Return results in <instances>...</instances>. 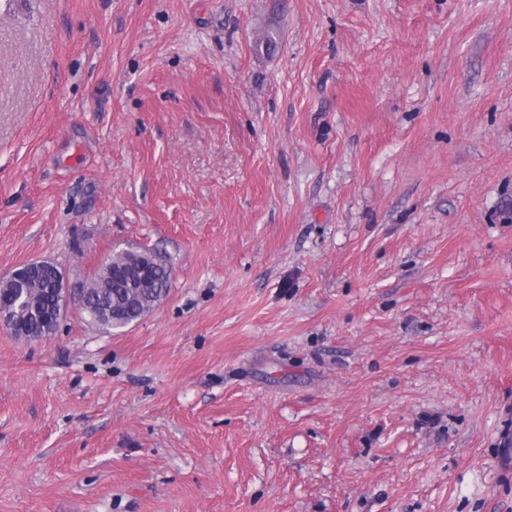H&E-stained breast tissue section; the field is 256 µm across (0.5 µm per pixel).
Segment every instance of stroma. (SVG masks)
<instances>
[{
    "label": "stroma",
    "instance_id": "35a3bbf8",
    "mask_svg": "<svg viewBox=\"0 0 512 512\" xmlns=\"http://www.w3.org/2000/svg\"><path fill=\"white\" fill-rule=\"evenodd\" d=\"M130 250L0 326V512H512V0H0V277ZM142 257L143 252H122L114 255L102 270L94 274V276L84 284V288H86V303L82 311L88 316L92 324L111 330L124 325H112L109 309L113 301H119L125 304L124 313L121 315V318H123L125 322L130 323L144 316L167 295L170 286L171 271L167 263L160 257L157 260L154 272V288L150 291L132 295L130 288H124L121 283L114 281H112V288H102L104 285L111 282L113 267L136 266L142 260ZM105 291H108L106 296L104 295ZM46 261H34L27 264L22 265L21 267L15 269L10 274H8L5 277H1V279H10L15 280L16 283H21L26 276L32 272L34 269H47L48 271H51V275L53 278V284L54 287L57 288V291L62 296V302L63 307L61 311L56 312L53 317L50 319L44 321L43 325L41 326V336H44L43 338H46L48 336H52L55 331L57 330V327L60 324V321L63 318L64 312L68 306V304L72 300H76L79 305L84 304V296L82 293H78L76 296H74L71 292V289L68 287L67 280L65 278L64 273L58 269L55 265L51 266V264ZM51 266V267H50ZM41 338V339H43Z\"/></svg>",
    "mask_w": 512,
    "mask_h": 512
}]
</instances>
